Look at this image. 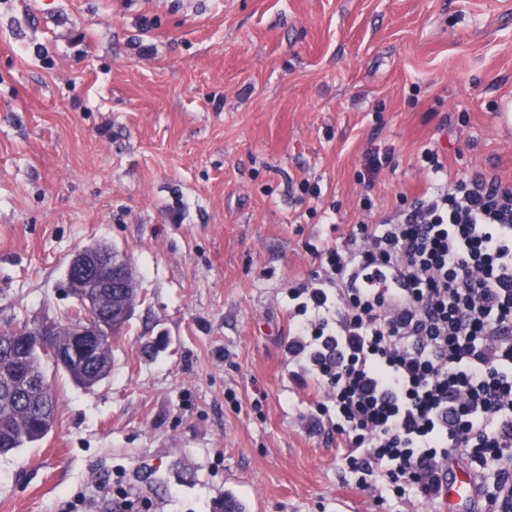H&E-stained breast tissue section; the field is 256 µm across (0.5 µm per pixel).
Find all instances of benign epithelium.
<instances>
[{
  "mask_svg": "<svg viewBox=\"0 0 512 512\" xmlns=\"http://www.w3.org/2000/svg\"><path fill=\"white\" fill-rule=\"evenodd\" d=\"M66 277L69 292L82 314L71 328L69 342H56L61 322L44 319L29 323L26 330L15 327L16 335L26 337V341L10 346L9 350H47L61 366L70 364L72 359L85 365L97 353L103 322L110 324L112 335L133 316L137 305L131 292L133 272L111 248L93 245L80 249L71 258ZM31 384L30 379L17 372L5 373L0 375V394L19 397Z\"/></svg>",
  "mask_w": 512,
  "mask_h": 512,
  "instance_id": "7a95c632",
  "label": "benign epithelium"
}]
</instances>
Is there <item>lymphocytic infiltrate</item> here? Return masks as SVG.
<instances>
[{"label": "lymphocytic infiltrate", "mask_w": 512, "mask_h": 512, "mask_svg": "<svg viewBox=\"0 0 512 512\" xmlns=\"http://www.w3.org/2000/svg\"><path fill=\"white\" fill-rule=\"evenodd\" d=\"M313 254L285 352L350 473L440 506L456 461L476 512H512V181L434 180Z\"/></svg>", "instance_id": "lymphocytic-infiltrate-1"}]
</instances>
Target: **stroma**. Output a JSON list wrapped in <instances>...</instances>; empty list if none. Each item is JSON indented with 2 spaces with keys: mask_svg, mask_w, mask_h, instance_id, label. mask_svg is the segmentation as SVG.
Listing matches in <instances>:
<instances>
[{
  "mask_svg": "<svg viewBox=\"0 0 512 512\" xmlns=\"http://www.w3.org/2000/svg\"><path fill=\"white\" fill-rule=\"evenodd\" d=\"M509 103L512 0H0V332L66 320L89 245L140 292L100 383L46 366L57 418L0 454V512H112L118 484L144 512H431L346 477L287 290L425 188L424 148L512 180Z\"/></svg>",
  "mask_w": 512,
  "mask_h": 512,
  "instance_id": "stroma-1",
  "label": "stroma"
}]
</instances>
